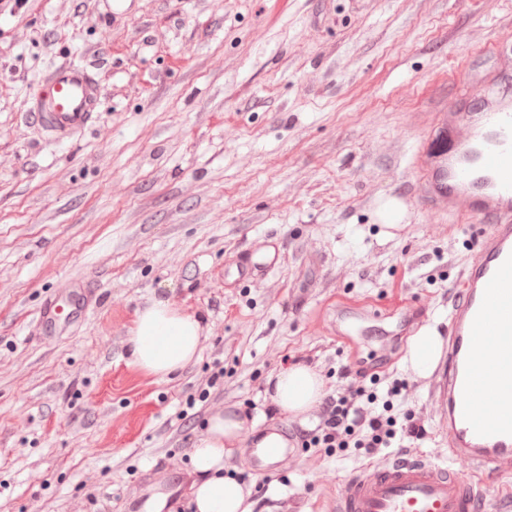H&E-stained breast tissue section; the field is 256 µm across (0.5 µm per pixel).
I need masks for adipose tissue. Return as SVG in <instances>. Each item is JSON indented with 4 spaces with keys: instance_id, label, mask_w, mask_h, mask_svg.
I'll return each mask as SVG.
<instances>
[{
    "instance_id": "ef3b65f1",
    "label": "adipose tissue",
    "mask_w": 512,
    "mask_h": 512,
    "mask_svg": "<svg viewBox=\"0 0 512 512\" xmlns=\"http://www.w3.org/2000/svg\"><path fill=\"white\" fill-rule=\"evenodd\" d=\"M201 336L199 320L166 299L152 300L138 311L129 338L134 365L149 374L167 378L191 364ZM323 396L320 377L304 366L281 370L275 377L271 399L283 415L306 412ZM244 420L228 413L210 417L206 433L191 454L203 480L192 490L195 512H246L244 491L221 473L226 446L238 444Z\"/></svg>"
}]
</instances>
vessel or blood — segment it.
<instances>
[{
    "label": "vessel or blood",
    "mask_w": 512,
    "mask_h": 512,
    "mask_svg": "<svg viewBox=\"0 0 512 512\" xmlns=\"http://www.w3.org/2000/svg\"><path fill=\"white\" fill-rule=\"evenodd\" d=\"M497 74L466 80L464 97L479 100L466 111L456 104L435 113L428 148L416 158L427 211L459 222L474 217L489 225L477 238L449 300L448 329L430 375V401L439 432L448 439L447 462L397 455L356 470L342 482L336 512H500L512 496L495 492L496 479L512 474V100L489 95L498 74L512 72V56L497 59ZM101 110V92L85 65L53 68L33 95L30 115L53 139L63 142L91 128ZM84 300L69 311L49 302L38 323L47 338L81 317ZM363 317L393 318L401 335L415 336L429 324V308L418 298L394 307L368 303ZM270 428H260L247 452L253 470L265 473L294 456L297 442L283 436L262 447ZM485 474L468 480L456 464Z\"/></svg>",
    "instance_id": "vessel-or-blood-1"
}]
</instances>
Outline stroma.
<instances>
[{
  "label": "stroma",
  "mask_w": 512,
  "mask_h": 512,
  "mask_svg": "<svg viewBox=\"0 0 512 512\" xmlns=\"http://www.w3.org/2000/svg\"><path fill=\"white\" fill-rule=\"evenodd\" d=\"M512 27V0H0V512H128L166 466L199 481L191 452L219 412L284 416L268 381L302 365L325 394L408 337L336 334V298L429 304L438 330L478 219L433 221L413 157V112L451 101L449 74L491 69L485 46ZM86 63L95 126L67 142L26 116L54 66ZM91 304L46 341L38 314L65 289ZM165 298L202 325L196 360L162 379L127 352L136 314ZM223 372L207 400L188 395ZM359 448H297L275 474L244 450L224 475L256 488L251 512H330Z\"/></svg>",
  "instance_id": "1"
}]
</instances>
